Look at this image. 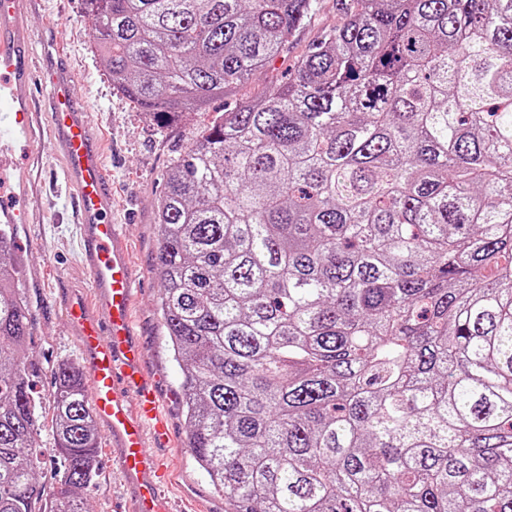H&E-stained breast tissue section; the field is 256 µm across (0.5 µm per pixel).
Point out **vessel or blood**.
<instances>
[{"label": "vessel or blood", "mask_w": 512, "mask_h": 512, "mask_svg": "<svg viewBox=\"0 0 512 512\" xmlns=\"http://www.w3.org/2000/svg\"><path fill=\"white\" fill-rule=\"evenodd\" d=\"M35 0H0V223H29L11 204L27 192L29 175H16L6 154L25 142L49 151L63 170L83 238L90 295L65 303L68 324L87 365L88 400L112 437V468L132 488L125 512H176L167 496L172 474L153 451L171 437L162 403L142 368L143 350L133 338L132 307L137 273L127 236L112 222L114 196L103 162V145L91 133L88 114L65 66L37 59L40 35L31 25ZM48 80V118L33 112L28 89Z\"/></svg>", "instance_id": "obj_1"}]
</instances>
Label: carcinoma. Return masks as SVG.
<instances>
[{"label": "carcinoma", "instance_id": "1", "mask_svg": "<svg viewBox=\"0 0 512 512\" xmlns=\"http://www.w3.org/2000/svg\"><path fill=\"white\" fill-rule=\"evenodd\" d=\"M160 126L255 82L322 0H84ZM288 80L176 157L157 305L185 447L230 512H512V0H337ZM0 225V512H89L100 434L53 372L60 488Z\"/></svg>", "mask_w": 512, "mask_h": 512}]
</instances>
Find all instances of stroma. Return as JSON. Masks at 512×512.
I'll list each match as a JSON object with an SVG mask.
<instances>
[{"label": "stroma", "instance_id": "35a3bbf8", "mask_svg": "<svg viewBox=\"0 0 512 512\" xmlns=\"http://www.w3.org/2000/svg\"><path fill=\"white\" fill-rule=\"evenodd\" d=\"M340 20L335 0H324L319 12L299 28L285 50L247 87L256 95L281 80L322 32ZM48 36L63 40L60 64L76 75L77 92L87 105L105 150L107 176L115 197L113 223L128 235L132 263L139 281L133 307V332L144 350V367L161 395L172 424L169 447L158 449L173 475L170 495L185 512L204 507L225 512L216 492L190 451L183 446L184 417L180 396L181 370L173 361L157 309L156 274L159 247L157 204L165 191V173L181 147L201 131V118L191 115L173 127L158 126L145 112L112 86L89 36L84 0H44L31 20ZM15 158L31 170L39 185L24 199L35 216L17 227L16 244L23 257L21 285L31 305V361L34 380L50 393L53 370L63 360H81L82 353L65 317L64 303L75 290L90 293V279L81 266V242L72 200L50 188L60 170L54 159L37 149L16 148ZM112 438L102 434L98 478L85 492L91 512H117L131 497L130 487L111 468Z\"/></svg>", "mask_w": 512, "mask_h": 512}]
</instances>
